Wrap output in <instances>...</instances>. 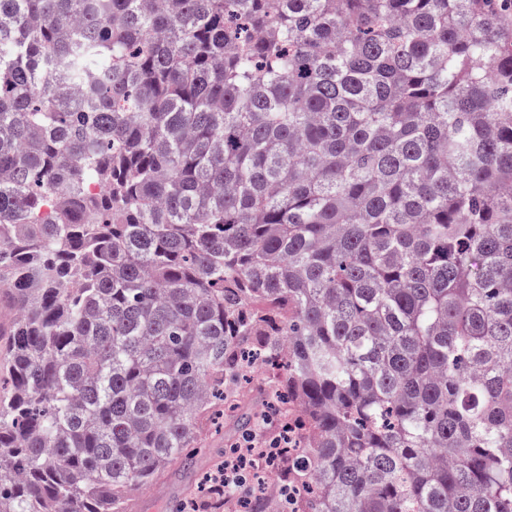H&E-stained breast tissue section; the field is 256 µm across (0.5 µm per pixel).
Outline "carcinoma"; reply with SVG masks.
I'll list each match as a JSON object with an SVG mask.
<instances>
[{
	"mask_svg": "<svg viewBox=\"0 0 512 512\" xmlns=\"http://www.w3.org/2000/svg\"><path fill=\"white\" fill-rule=\"evenodd\" d=\"M0 512H124L261 342L292 512H512V8L0 0Z\"/></svg>",
	"mask_w": 512,
	"mask_h": 512,
	"instance_id": "cac0c4a2",
	"label": "carcinoma"
}]
</instances>
